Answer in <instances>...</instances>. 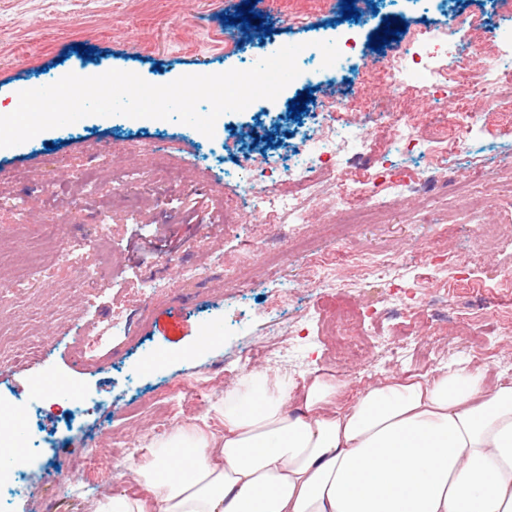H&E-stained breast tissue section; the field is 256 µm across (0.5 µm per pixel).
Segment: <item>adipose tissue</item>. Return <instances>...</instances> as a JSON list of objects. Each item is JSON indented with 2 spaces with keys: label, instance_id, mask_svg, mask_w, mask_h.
Masks as SVG:
<instances>
[{
  "label": "adipose tissue",
  "instance_id": "ef3b65f1",
  "mask_svg": "<svg viewBox=\"0 0 512 512\" xmlns=\"http://www.w3.org/2000/svg\"><path fill=\"white\" fill-rule=\"evenodd\" d=\"M345 389L248 372L223 434L175 431L98 512H512V385L463 360Z\"/></svg>",
  "mask_w": 512,
  "mask_h": 512
}]
</instances>
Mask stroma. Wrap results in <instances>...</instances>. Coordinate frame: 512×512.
Returning <instances> with one entry per match:
<instances>
[{
	"mask_svg": "<svg viewBox=\"0 0 512 512\" xmlns=\"http://www.w3.org/2000/svg\"><path fill=\"white\" fill-rule=\"evenodd\" d=\"M241 2L0 0V96L14 99L17 86L37 77L53 83L100 65L166 84L183 75L243 68L259 51L336 38L330 0H265L261 9L271 17V35L249 37L239 50L226 52L224 19ZM401 18L411 30L450 28L452 40L476 49L499 44L500 64L512 70V0H432L406 8ZM78 44L93 49L92 58L76 53ZM306 91L313 102L300 119L289 118V103ZM338 94L351 112L394 105L408 112L432 109L415 95L394 101L390 87L370 73L356 71L344 80L328 71L313 82L290 84L271 112L258 106L218 119L210 138L174 119L89 116L0 148V238L12 239L17 224L40 235L50 219L89 257L96 244L88 226L105 223L109 236V273L89 303L77 287L92 276L85 265L32 279L24 293L15 292L9 281L26 268L27 241L13 240L15 269H0V328L26 351L0 361V421L25 424L37 417L53 444L51 457L38 461L30 440H23V457L43 482L38 490L0 500V512H97L112 493H136L128 463L142 460L158 441L151 432L159 414L155 396L166 386L201 382L189 398L195 416L188 423L218 434L224 429V391L245 372L279 373L298 388L314 369L335 373L336 344L326 336L325 323L329 304L339 298L364 312L366 328L382 338L368 345L365 369L350 365L347 399L385 377L422 375L467 359L466 345L480 336L493 352L483 362L491 381L512 384V247L480 233L504 221L497 182H512V122H490L476 137L457 134V149L442 161L443 177L426 194L393 198L380 223L354 227L341 247L319 243V254L335 256L342 288L313 284L305 275L309 256L290 247L292 238L336 223L334 191L308 205L307 223L274 225L262 248H255L256 228L245 216L249 150L297 160L313 113ZM253 124L260 140L245 135ZM477 155L485 174L472 168ZM159 224L169 225L172 242L143 256L138 245ZM440 251L447 254V270L427 274V257ZM385 252L402 254L398 277L365 278L362 261ZM474 256L477 269L463 273ZM184 265L197 267L199 277L181 281ZM408 287L424 306L437 300L445 305L443 354L433 352L435 326L424 315L409 344L394 359L385 358L382 343L392 340L401 323L394 312L396 292ZM115 315L122 324L111 348L90 356L88 337ZM206 327L214 336L209 344L202 338ZM276 330L295 331L293 355L261 357L259 346ZM49 379L63 381L69 397L92 401L93 410L64 426L69 404L43 396ZM188 423L170 420L174 429ZM100 438L106 457L113 454V441L124 442L127 464L106 484L88 474L84 492L69 496L64 476Z\"/></svg>",
	"mask_w": 512,
	"mask_h": 512,
	"instance_id": "1",
	"label": "stroma"
}]
</instances>
